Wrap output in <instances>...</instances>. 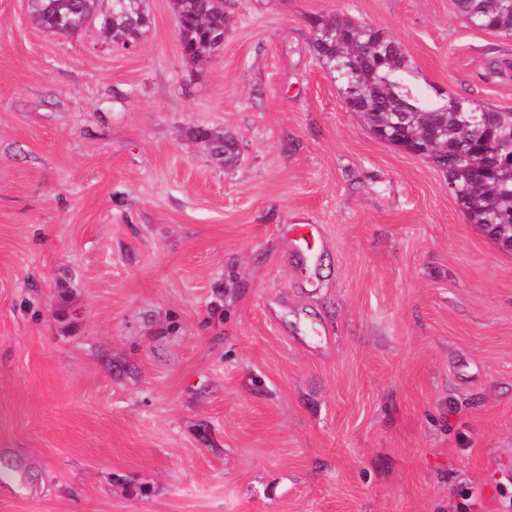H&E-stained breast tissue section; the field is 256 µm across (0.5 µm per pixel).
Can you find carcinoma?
<instances>
[{
    "mask_svg": "<svg viewBox=\"0 0 512 512\" xmlns=\"http://www.w3.org/2000/svg\"><path fill=\"white\" fill-rule=\"evenodd\" d=\"M225 0H173L179 17L178 33L187 62L212 43L211 35L224 31ZM460 17L479 28L512 38V0H455ZM32 21L58 35H71L76 21L94 24L119 44L139 38L148 29L147 0H29ZM312 49L328 75L338 85L347 111L355 113L377 138L394 146L412 144L420 156L431 161L448 179L468 223L476 224L498 246L512 250V109L482 105L466 150H460L461 117L458 106L469 100L439 92L432 96L417 85L418 72L411 55L402 47L387 50L390 39L373 26L346 15L316 20ZM345 65L338 77L336 60ZM205 138L210 151L236 160L234 143L218 132L195 130ZM497 147V161L482 178L472 153L485 143Z\"/></svg>",
    "mask_w": 512,
    "mask_h": 512,
    "instance_id": "carcinoma-1",
    "label": "carcinoma"
}]
</instances>
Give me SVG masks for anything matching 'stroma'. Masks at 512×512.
I'll return each instance as SVG.
<instances>
[{
	"label": "stroma",
	"mask_w": 512,
	"mask_h": 512,
	"mask_svg": "<svg viewBox=\"0 0 512 512\" xmlns=\"http://www.w3.org/2000/svg\"><path fill=\"white\" fill-rule=\"evenodd\" d=\"M148 6L128 51L0 0V512H512V251L311 49L347 14L508 109L512 39L453 0H234L193 68ZM194 139L206 138L210 143V149L216 156H224L225 164H232L236 160V153L234 143L229 140L224 141V136L219 132L210 133L207 130H195L193 133Z\"/></svg>",
	"instance_id": "35a3bbf8"
}]
</instances>
